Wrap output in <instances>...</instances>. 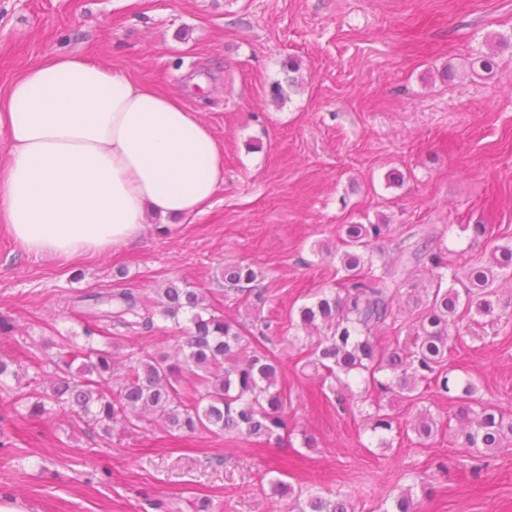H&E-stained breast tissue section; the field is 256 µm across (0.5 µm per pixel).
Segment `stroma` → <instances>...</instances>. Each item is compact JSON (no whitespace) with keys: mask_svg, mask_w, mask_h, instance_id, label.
I'll return each instance as SVG.
<instances>
[{"mask_svg":"<svg viewBox=\"0 0 512 512\" xmlns=\"http://www.w3.org/2000/svg\"><path fill=\"white\" fill-rule=\"evenodd\" d=\"M52 52L181 94L224 146V184L204 212L152 221L94 258L27 253L0 226V497L22 512H193L203 500L211 512H291L292 496L261 487L276 468L303 492L346 495L351 512H380L406 486L415 512H512V447L481 453L445 430L421 444L404 429L424 408L447 421L457 399L384 398L399 426L381 448L289 344L298 308L336 285L340 225L389 224L377 242L388 258L415 233L448 245L456 264L512 242V0H0V90ZM486 53L493 72L469 74ZM394 171L403 183L388 182ZM470 224L486 237L471 242ZM238 262L262 271L264 306L225 294L219 273ZM172 280L229 320L280 324L283 442L177 439L156 423L106 445L67 413L30 418L14 373L30 370L29 355H54L60 337L85 343L82 313L60 296H152ZM492 289L494 320L460 317L448 367L512 415V277Z\"/></svg>","mask_w":512,"mask_h":512,"instance_id":"1","label":"stroma"}]
</instances>
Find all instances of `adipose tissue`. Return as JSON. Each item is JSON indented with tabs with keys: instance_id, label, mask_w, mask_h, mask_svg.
<instances>
[{
	"instance_id": "1",
	"label": "adipose tissue",
	"mask_w": 512,
	"mask_h": 512,
	"mask_svg": "<svg viewBox=\"0 0 512 512\" xmlns=\"http://www.w3.org/2000/svg\"><path fill=\"white\" fill-rule=\"evenodd\" d=\"M0 223L29 253L95 257L150 219L201 213L224 149L176 93L70 54L45 55L0 93Z\"/></svg>"
}]
</instances>
